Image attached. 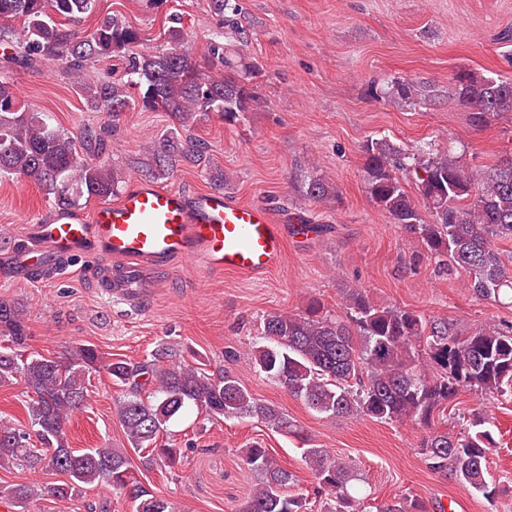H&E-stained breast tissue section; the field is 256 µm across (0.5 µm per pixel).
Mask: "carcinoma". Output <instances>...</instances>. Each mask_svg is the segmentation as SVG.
Listing matches in <instances>:
<instances>
[{
  "instance_id": "carcinoma-1",
  "label": "carcinoma",
  "mask_w": 512,
  "mask_h": 512,
  "mask_svg": "<svg viewBox=\"0 0 512 512\" xmlns=\"http://www.w3.org/2000/svg\"><path fill=\"white\" fill-rule=\"evenodd\" d=\"M97 13V0H0V21H20L0 29L10 54L0 68L30 69L57 60L74 70L121 55L125 81L112 70L78 83V95L92 112L112 118L136 108L166 112L174 121L128 166L109 160L108 124L87 126L74 138L52 127L43 112L20 105L7 80L0 79V175L30 180L53 196L59 212L80 208L81 201L108 200L120 192L127 167L149 180H162L179 166L203 170L216 190L228 181L205 144L189 133L190 123L217 114L232 124L261 100L253 82L257 69L246 64L215 37L199 51L186 46L183 29L170 26L164 45L137 50L140 32L115 15L99 17L84 33L70 27ZM407 106L435 96L427 82L396 79L374 93ZM448 98L468 113L470 125L483 128L512 115V77H478L460 69L451 78ZM414 181L418 196L403 180ZM366 192L393 224L403 226L428 256L464 270L474 293L494 302L512 299V262L497 242L512 240V144L503 146L495 165L481 172L450 150L407 152L387 139L363 146ZM326 176H305L301 197L309 202L334 198ZM30 327L24 307L0 297V387L22 381L27 389L26 423H0V468L59 474L50 486L31 482L8 489L17 504L48 493L71 502L89 486L124 490L136 512H175L166 496L147 489L132 454L145 468L173 470L184 458L174 443L158 444L171 420L196 407L210 417L255 418L275 431L307 442L303 431L278 406L257 399L229 371L210 373L191 364L177 342H162L139 360L110 358L93 344H81L58 360L28 354ZM252 363L318 414L327 418L366 416L384 422H430L464 393L498 402L512 401V324H488L467 333L446 319L374 303L350 288L343 310L333 314L317 299L301 313H274L263 322ZM104 371L121 387L115 414L129 447L72 448L68 416L90 403L85 375ZM40 447H35L33 440ZM496 441L485 421L463 431L432 432L419 445L426 468L467 485L485 496L496 487L487 481L488 457ZM312 471L320 512H361L350 493V466L311 444L303 451ZM257 477L249 500L237 512H308L307 499L288 492L294 474L268 449L252 443L241 451ZM380 512H428L418 498H401Z\"/></svg>"
}]
</instances>
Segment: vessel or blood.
<instances>
[{"label":"vessel or blood","mask_w":512,"mask_h":512,"mask_svg":"<svg viewBox=\"0 0 512 512\" xmlns=\"http://www.w3.org/2000/svg\"><path fill=\"white\" fill-rule=\"evenodd\" d=\"M298 230L260 203L136 180L117 201L89 215L59 214L28 225L27 245L19 251L6 245L0 254L14 259L21 279L28 266L56 255L97 259L106 294L134 307L180 264L265 278L279 265L287 237Z\"/></svg>","instance_id":"obj_1"}]
</instances>
